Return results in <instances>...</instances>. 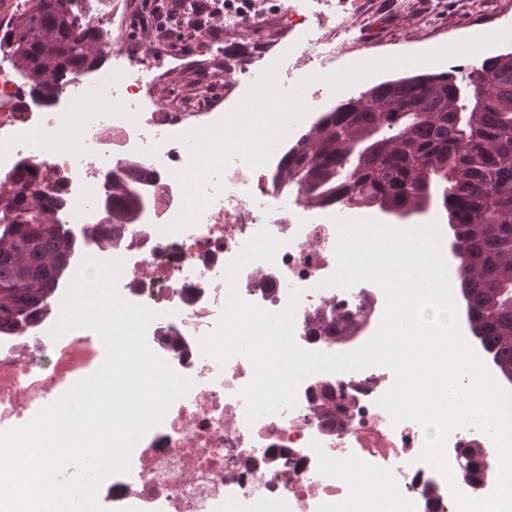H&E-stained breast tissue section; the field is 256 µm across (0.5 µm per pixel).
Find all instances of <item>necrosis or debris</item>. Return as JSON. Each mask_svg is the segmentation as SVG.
<instances>
[{
    "instance_id": "4bbe7bcc",
    "label": "necrosis or debris",
    "mask_w": 512,
    "mask_h": 512,
    "mask_svg": "<svg viewBox=\"0 0 512 512\" xmlns=\"http://www.w3.org/2000/svg\"><path fill=\"white\" fill-rule=\"evenodd\" d=\"M120 44L112 68L97 82L72 74L68 87L107 99L84 111H60L36 104L21 90L13 72L0 64V178L28 162L46 177V192L61 199L58 215L79 249L47 305L19 333H0V431L28 424L76 382L95 374L105 357L100 336L76 327L61 336L52 331L63 301L85 259L121 264L119 296L152 312L146 329L149 348L179 375L188 393L176 399L164 420L144 434L131 456V472L107 477L97 499L105 512H340L349 498H365L374 478L396 491L407 512H455L452 488L467 496H489L499 469L498 451L485 433L453 430L446 441L448 460L471 457L481 478L446 481L417 460L425 432L417 421L393 422L380 398L394 383L385 366L318 372L300 383L293 406L255 422L246 418L243 390L253 379L248 358L226 363L203 356L198 339L211 332L228 295V265L259 232L279 247L274 262L252 261L237 286L246 301L278 312L297 296L294 339L305 350L335 353L311 316L342 311L363 320L357 344L377 331L385 306L382 289L364 282L343 289L330 285L337 267L339 221L348 219L343 203L308 205L299 191L276 186L274 173L289 146L314 121L320 101L307 111L252 167L233 159L222 174L223 189L203 209L195 226L173 229L183 206L175 177L191 160L185 134L210 126L219 106L205 96L162 108L155 88L167 79L132 73L125 49L128 31L107 17ZM301 79L334 75L335 50L306 36L288 40ZM75 145L62 147L70 133ZM146 172L147 209L138 223L108 233L103 215L107 174ZM111 242H104V234Z\"/></svg>"
}]
</instances>
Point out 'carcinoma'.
<instances>
[{
  "mask_svg": "<svg viewBox=\"0 0 512 512\" xmlns=\"http://www.w3.org/2000/svg\"><path fill=\"white\" fill-rule=\"evenodd\" d=\"M28 3L0 19V57L52 106L65 78L98 67L112 39L91 21L90 0ZM465 79L464 92L450 73L416 74L339 101L288 151L274 179L296 185L312 205L340 199L401 220L441 203L460 255L470 337L512 379V52L482 60ZM140 178L109 180L108 223H137L147 205ZM57 207L46 204L32 166L0 180V329L22 331L21 316L68 270L76 244ZM361 328L348 313L323 325L338 343Z\"/></svg>",
  "mask_w": 512,
  "mask_h": 512,
  "instance_id": "cac0c4a2",
  "label": "carcinoma"
}]
</instances>
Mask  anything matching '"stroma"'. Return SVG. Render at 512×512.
Returning <instances> with one entry per match:
<instances>
[{
    "instance_id": "1",
    "label": "stroma",
    "mask_w": 512,
    "mask_h": 512,
    "mask_svg": "<svg viewBox=\"0 0 512 512\" xmlns=\"http://www.w3.org/2000/svg\"><path fill=\"white\" fill-rule=\"evenodd\" d=\"M315 0H254L255 10L264 21L251 30H239L216 25L211 38L220 39L224 46L239 44L259 46L266 40L297 30L304 16L309 15ZM361 15L350 31L349 40L358 49L342 53L339 71H346L360 63L413 57V64L382 70L354 82L355 91L382 80L419 73L448 71L447 60L425 61V54L444 47L480 37L506 33V40L465 54L462 67H470L484 58L512 52V0H361ZM171 44L170 57L153 56V65L168 69L167 83L161 84L156 96L161 104L173 105L180 100L205 93L223 96L224 85L212 80L201 85L199 69L209 57L208 46L184 42V30H177Z\"/></svg>"
}]
</instances>
